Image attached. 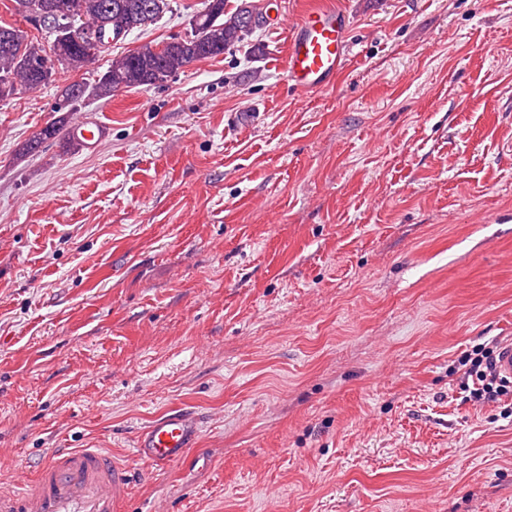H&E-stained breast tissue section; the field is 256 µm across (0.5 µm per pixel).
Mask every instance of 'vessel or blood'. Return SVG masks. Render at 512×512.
I'll use <instances>...</instances> for the list:
<instances>
[{
  "label": "vessel or blood",
  "mask_w": 512,
  "mask_h": 512,
  "mask_svg": "<svg viewBox=\"0 0 512 512\" xmlns=\"http://www.w3.org/2000/svg\"><path fill=\"white\" fill-rule=\"evenodd\" d=\"M348 52L345 15L332 8L306 11L288 42L286 71L300 92L328 86ZM72 141L91 149L110 134L107 124L85 118L68 130ZM198 439L193 414L171 411L155 418L136 441V455L147 464L167 466L182 459ZM130 469L97 448L53 451L38 465L32 482L0 492V512H122L128 497Z\"/></svg>",
  "instance_id": "1"
}]
</instances>
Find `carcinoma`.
Instances as JSON below:
<instances>
[{
	"mask_svg": "<svg viewBox=\"0 0 512 512\" xmlns=\"http://www.w3.org/2000/svg\"><path fill=\"white\" fill-rule=\"evenodd\" d=\"M50 14L52 28L36 36L26 25L0 22V101L18 90H35L50 82L55 65L79 72L90 59L85 37L103 19L112 18V27L127 34L155 24L172 11L171 0H25ZM252 27L242 20V8L225 10V0H205L202 11L192 17L191 33L161 42H147L115 55L92 92L100 98L142 86L165 83L188 65L224 54V49L245 42ZM64 123L53 122L33 134L22 151H38L43 144L58 139Z\"/></svg>",
	"mask_w": 512,
	"mask_h": 512,
	"instance_id": "cac0c4a2",
	"label": "carcinoma"
}]
</instances>
